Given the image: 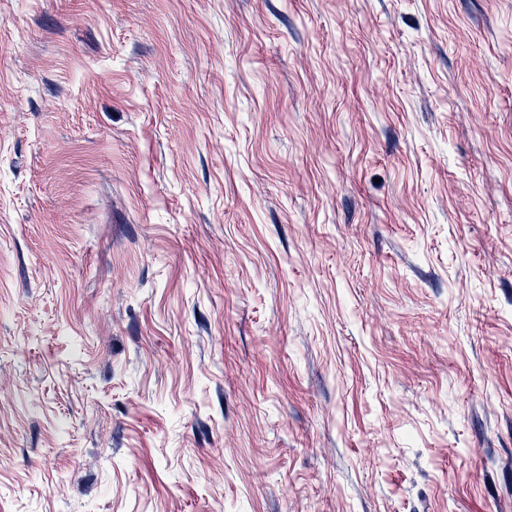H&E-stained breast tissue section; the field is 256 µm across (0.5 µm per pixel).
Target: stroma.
Listing matches in <instances>:
<instances>
[{
    "label": "stroma",
    "mask_w": 512,
    "mask_h": 512,
    "mask_svg": "<svg viewBox=\"0 0 512 512\" xmlns=\"http://www.w3.org/2000/svg\"><path fill=\"white\" fill-rule=\"evenodd\" d=\"M0 512H512V0H0Z\"/></svg>",
    "instance_id": "35a3bbf8"
}]
</instances>
